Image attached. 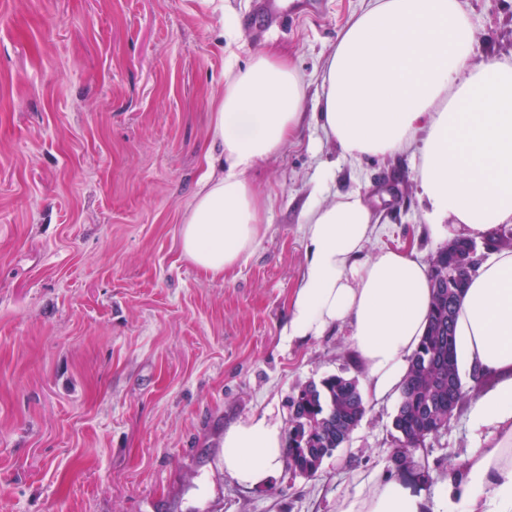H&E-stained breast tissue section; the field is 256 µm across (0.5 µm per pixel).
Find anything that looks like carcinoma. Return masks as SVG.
Wrapping results in <instances>:
<instances>
[{
	"instance_id": "cac0c4a2",
	"label": "carcinoma",
	"mask_w": 512,
	"mask_h": 512,
	"mask_svg": "<svg viewBox=\"0 0 512 512\" xmlns=\"http://www.w3.org/2000/svg\"><path fill=\"white\" fill-rule=\"evenodd\" d=\"M467 245L456 240L441 248L433 260L427 331L409 360L392 421L401 448L423 447L431 430L448 425V413H457L463 404L454 327L460 298L477 268L461 259ZM491 248H512V229H497ZM289 410L288 468L308 472L324 459L322 449L343 445L344 437L364 418L367 403L359 386L334 374L298 387L289 399Z\"/></svg>"
}]
</instances>
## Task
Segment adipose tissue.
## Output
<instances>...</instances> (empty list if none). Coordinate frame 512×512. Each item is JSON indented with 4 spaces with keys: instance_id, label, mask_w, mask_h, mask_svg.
I'll use <instances>...</instances> for the list:
<instances>
[{
    "instance_id": "adipose-tissue-1",
    "label": "adipose tissue",
    "mask_w": 512,
    "mask_h": 512,
    "mask_svg": "<svg viewBox=\"0 0 512 512\" xmlns=\"http://www.w3.org/2000/svg\"><path fill=\"white\" fill-rule=\"evenodd\" d=\"M476 28L460 0H372L340 31L322 76L314 120L343 157L413 151L429 225L449 240H487L512 225V63L470 69ZM304 79L288 58L258 55L230 73L213 101L206 168L180 228L183 256L213 276L241 265L265 233L266 203L250 173L302 127ZM302 216L308 266L291 299L289 339L347 328L365 388L399 392L431 302L430 268L407 249L368 253L371 215L359 191L319 197ZM459 365L495 374L497 387L469 406L472 447L435 497L378 473L338 512H512V250L481 263L455 327ZM282 429L266 417L224 430V472L240 484L280 473Z\"/></svg>"
}]
</instances>
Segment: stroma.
I'll return each mask as SVG.
<instances>
[{
	"instance_id": "1",
	"label": "stroma",
	"mask_w": 512,
	"mask_h": 512,
	"mask_svg": "<svg viewBox=\"0 0 512 512\" xmlns=\"http://www.w3.org/2000/svg\"><path fill=\"white\" fill-rule=\"evenodd\" d=\"M253 0H0V512H336L385 470L434 496L469 450L467 413L394 463L398 401L369 402L311 477L247 488L220 462L225 428L280 427L298 386L363 378L348 331L288 340L307 265L302 209L322 160V202L360 191L368 252L441 244L414 156L342 157L312 121L251 179L267 232L213 278L187 261L180 226L228 70L271 50L317 111L341 29L368 0H310L267 31ZM473 68L512 60V0H463Z\"/></svg>"
}]
</instances>
